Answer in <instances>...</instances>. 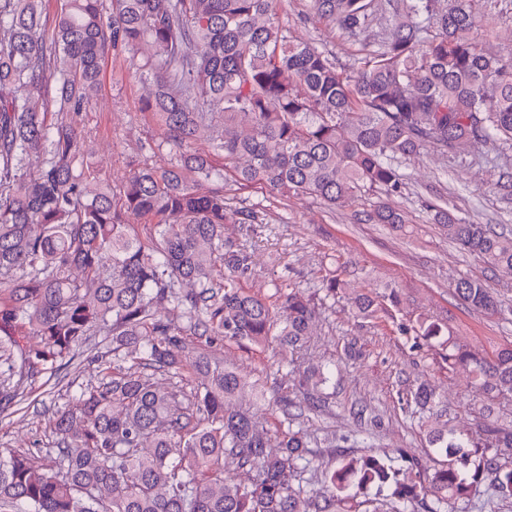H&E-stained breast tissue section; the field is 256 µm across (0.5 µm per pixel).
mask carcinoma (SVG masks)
<instances>
[{"label": "carcinoma", "mask_w": 512, "mask_h": 512, "mask_svg": "<svg viewBox=\"0 0 512 512\" xmlns=\"http://www.w3.org/2000/svg\"><path fill=\"white\" fill-rule=\"evenodd\" d=\"M511 4L310 0L331 29L368 38L342 70L322 44L292 35L278 0H61L52 15L45 0H0V408L18 396L10 375H52L92 334L112 337V356L95 358L98 383L52 414L57 445L38 449L48 464L0 448V512H360L373 491L386 500L374 512H466L486 487L511 500L512 422L452 428L427 383L410 402L438 467L425 471L402 448L407 475L385 455L343 456L314 496L303 485L319 471L312 436L293 429L288 399H275L283 420L273 431L245 408L265 400L259 383L204 349L184 354L187 334L296 351L316 327L302 292L276 303L243 286L251 256L226 246L224 225L257 224L261 211L233 206L227 180L334 209L402 194L407 159L512 150V48H486L483 25ZM119 51L153 83L160 146L176 158L116 185L88 159L78 117ZM211 141L222 169L198 148ZM490 176L512 187L507 166ZM428 208L448 239L512 277V236ZM359 220L409 223L382 200ZM325 290L348 295L362 319L401 304L393 288L352 292L337 275ZM453 290L469 308L512 314L479 278L461 276ZM402 332L417 348L441 341L448 368L512 404L511 344L482 355L427 316ZM329 379L322 365L299 372L305 410L321 407ZM230 466L251 478L226 475Z\"/></svg>", "instance_id": "cac0c4a2"}]
</instances>
